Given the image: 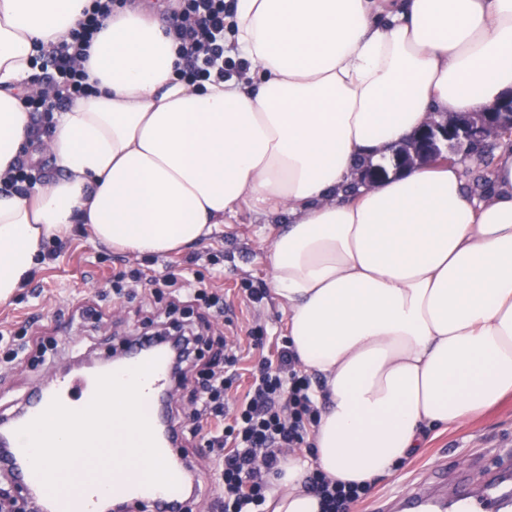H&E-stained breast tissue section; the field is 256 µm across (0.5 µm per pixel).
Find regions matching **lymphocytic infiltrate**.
I'll list each match as a JSON object with an SVG mask.
<instances>
[{
	"label": "lymphocytic infiltrate",
	"instance_id": "obj_1",
	"mask_svg": "<svg viewBox=\"0 0 512 512\" xmlns=\"http://www.w3.org/2000/svg\"><path fill=\"white\" fill-rule=\"evenodd\" d=\"M179 2L180 9L169 28L182 60L179 76L195 83L246 70L247 60L225 54V34L232 29L225 0ZM115 6L116 0H90L69 40L50 48L37 45L32 79L56 98L52 105L43 96L25 99L24 106L38 133L51 134L54 110L92 92L84 64L95 35L111 18ZM261 342V337L251 333L226 339L223 365L201 371L194 395L191 430L205 438L216 459L221 512H256L266 501L269 476L281 472L284 449L300 447L319 417L311 379L287 343L277 359L258 361L245 397L233 395L243 345L256 347ZM307 486L320 497L323 512H351L371 489L367 483L332 481L316 469L310 471Z\"/></svg>",
	"mask_w": 512,
	"mask_h": 512
}]
</instances>
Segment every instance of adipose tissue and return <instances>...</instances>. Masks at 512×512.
I'll return each instance as SVG.
<instances>
[{"label": "adipose tissue", "mask_w": 512, "mask_h": 512, "mask_svg": "<svg viewBox=\"0 0 512 512\" xmlns=\"http://www.w3.org/2000/svg\"><path fill=\"white\" fill-rule=\"evenodd\" d=\"M86 5L0 0V179L35 145L61 170L0 194V303L76 224L163 255L241 207L284 212L270 285L328 396L312 466L373 482L428 427L512 395V143L482 197L446 163L346 190L435 113L512 95V0H234L231 42L252 68L199 85L177 76L172 36L130 0L93 40L96 93L37 138L23 104L33 44L60 43ZM307 468L283 462L269 512H322Z\"/></svg>", "instance_id": "ef3b65f1"}]
</instances>
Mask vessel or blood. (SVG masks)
Segmentation results:
<instances>
[{"label":"vessel or blood","mask_w":512,"mask_h":512,"mask_svg":"<svg viewBox=\"0 0 512 512\" xmlns=\"http://www.w3.org/2000/svg\"><path fill=\"white\" fill-rule=\"evenodd\" d=\"M157 360V368L144 380L143 406L149 423H156V404L166 392L172 378V370L164 350L149 340H139L127 352L126 368L136 367L148 360ZM97 371H75L64 367L53 382L32 393L25 399L18 414L7 425L0 426V447L10 449L14 464L10 476L15 483L29 489L43 512H101L106 498H119L130 504L146 503L155 512H182L190 482L187 478L184 457L178 448L180 430L176 424H167L163 435L157 436V446L177 486L168 489L146 485L141 478L129 473L112 471L96 473L93 482L71 488L68 492L51 496L35 474L30 460L18 441L17 432L39 416L52 400H60L72 410L86 407L95 388ZM412 512H512V470L494 477L480 496L460 492L450 503L415 498L410 502Z\"/></svg>","instance_id":"b4317fda"}]
</instances>
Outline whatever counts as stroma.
<instances>
[{
    "mask_svg": "<svg viewBox=\"0 0 512 512\" xmlns=\"http://www.w3.org/2000/svg\"><path fill=\"white\" fill-rule=\"evenodd\" d=\"M287 221L284 213L269 218L245 209L190 248L141 256L96 242L85 225H74L71 233L61 238L57 257L39 264L25 288L8 303L0 304V335L10 336L27 324L33 335L57 343L52 360L45 364L33 366L22 360L0 366V412L45 383L58 368L106 355L124 339L140 334L144 323L165 320V301L144 288L113 296V275L130 268L142 269L150 279L172 273L223 295L233 310L232 324L213 318L203 308L194 309L186 317L203 335L204 361L223 358L225 335L240 329L263 335L261 354L276 358L288 334V324L270 286L268 255L276 230ZM246 285L259 289L263 300H247L242 292ZM92 300L101 319L77 316V309ZM182 452L188 455L199 479V491L189 503L188 512H216L215 460L208 454L204 439L185 434ZM510 462L512 399L459 427L429 431L423 448L394 473L374 480L368 498L355 505L352 512H400L401 496L430 489L438 470L463 468L478 486L498 464Z\"/></svg>",
    "mask_w": 512,
    "mask_h": 512,
    "instance_id": "35a3bbf8",
    "label": "stroma"
}]
</instances>
